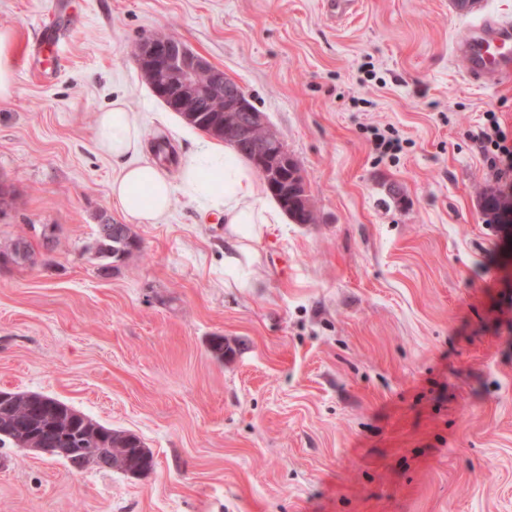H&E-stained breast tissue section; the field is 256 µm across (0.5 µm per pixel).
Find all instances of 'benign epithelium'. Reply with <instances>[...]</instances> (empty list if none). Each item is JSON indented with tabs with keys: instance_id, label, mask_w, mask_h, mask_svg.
Returning a JSON list of instances; mask_svg holds the SVG:
<instances>
[{
	"instance_id": "1",
	"label": "benign epithelium",
	"mask_w": 512,
	"mask_h": 512,
	"mask_svg": "<svg viewBox=\"0 0 512 512\" xmlns=\"http://www.w3.org/2000/svg\"><path fill=\"white\" fill-rule=\"evenodd\" d=\"M135 62L154 96L182 121L206 127L216 141L231 140L247 148L253 166L294 223H302L303 215H313L307 184L294 168L295 159L237 83L213 81V65L205 57L165 34L143 39ZM152 462L148 449L137 448L119 466L126 474L140 477Z\"/></svg>"
}]
</instances>
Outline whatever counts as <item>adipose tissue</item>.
<instances>
[{"label":"adipose tissue","instance_id":"adipose-tissue-1","mask_svg":"<svg viewBox=\"0 0 512 512\" xmlns=\"http://www.w3.org/2000/svg\"><path fill=\"white\" fill-rule=\"evenodd\" d=\"M94 144L117 166L111 196L130 222L162 223L180 194L201 214L223 218L235 251H240L246 241L257 238L262 226L281 221L255 174L233 149L200 142L173 177L158 165L140 161L142 121L126 99H115L98 113Z\"/></svg>","mask_w":512,"mask_h":512}]
</instances>
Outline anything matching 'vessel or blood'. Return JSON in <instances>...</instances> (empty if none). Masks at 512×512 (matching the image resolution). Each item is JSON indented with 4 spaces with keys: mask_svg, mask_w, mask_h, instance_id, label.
Masks as SVG:
<instances>
[{
    "mask_svg": "<svg viewBox=\"0 0 512 512\" xmlns=\"http://www.w3.org/2000/svg\"><path fill=\"white\" fill-rule=\"evenodd\" d=\"M468 62V77L480 84H495L512 77V23L489 21L474 27L455 45Z\"/></svg>",
    "mask_w": 512,
    "mask_h": 512,
    "instance_id": "obj_1",
    "label": "vessel or blood"
}]
</instances>
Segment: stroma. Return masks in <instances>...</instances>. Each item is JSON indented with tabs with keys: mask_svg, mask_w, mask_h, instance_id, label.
<instances>
[{
	"mask_svg": "<svg viewBox=\"0 0 512 512\" xmlns=\"http://www.w3.org/2000/svg\"><path fill=\"white\" fill-rule=\"evenodd\" d=\"M59 42L34 51L41 22ZM512 0H0L15 90L0 99V389L42 393L141 438L133 477L0 446V512H512V224L470 130L512 136V80L467 76L456 42ZM164 31L243 88L298 161L318 221L263 226L235 267L217 218L176 196L100 276L113 202L97 112L126 96L143 160L176 174L204 140L129 53ZM403 141L371 149V128ZM233 348L216 359L211 337ZM511 198L503 196L496 190L488 189L482 193L481 208L488 224H510L506 223L508 204ZM33 252L29 240L25 236L19 235L0 247V262L3 260L11 265H26V258Z\"/></svg>",
	"mask_w": 512,
	"mask_h": 512,
	"instance_id": "35a3bbf8",
	"label": "stroma"
}]
</instances>
